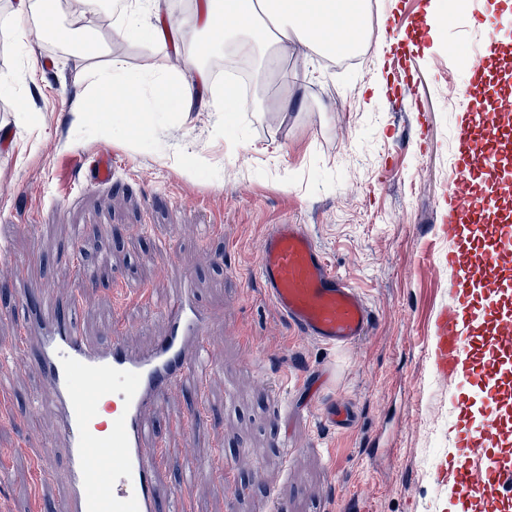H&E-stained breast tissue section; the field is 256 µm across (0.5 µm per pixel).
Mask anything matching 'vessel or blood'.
Listing matches in <instances>:
<instances>
[{"label": "vessel or blood", "mask_w": 512, "mask_h": 512, "mask_svg": "<svg viewBox=\"0 0 512 512\" xmlns=\"http://www.w3.org/2000/svg\"><path fill=\"white\" fill-rule=\"evenodd\" d=\"M507 13L512 0H499L498 15L477 17L483 40L468 65V105L455 128L459 153L442 218L449 301L438 310L427 345L439 379L454 392L475 387L482 403L479 417H458L451 427L436 480L451 497L484 504L487 512L512 502V429L505 425L512 405L502 397L512 383V222L488 221L512 195V63L499 50V18ZM386 24L392 34L405 27L422 34L428 26L418 7L396 9ZM88 172L90 184L110 181L111 152L95 156ZM258 277L289 328L322 345L349 350L373 328L364 296L329 268L307 225L270 227ZM157 311L168 329L141 349L120 336L107 345L85 336L84 308L76 303L62 310L44 294L28 313L34 401L51 410L52 441L66 453L55 512H183L184 489L206 474V462L196 461L180 489L163 491L164 453L149 412L173 386L200 385L214 368L206 331L220 314L201 309L186 287L162 297ZM104 400L113 414L108 433L96 422ZM109 446L119 457H98Z\"/></svg>", "instance_id": "1"}]
</instances>
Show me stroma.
<instances>
[{
  "mask_svg": "<svg viewBox=\"0 0 512 512\" xmlns=\"http://www.w3.org/2000/svg\"><path fill=\"white\" fill-rule=\"evenodd\" d=\"M395 3L371 5L360 66L332 70L302 45L289 49L264 87L279 96L304 85L288 113L204 106L187 119L152 111L147 79L159 68L183 71L186 43L169 39L167 26L184 24L185 13L144 16L124 36L101 37L99 54L86 58L49 54L45 36L18 38L23 0L0 6V73L15 78L0 87V289L9 291L0 340L20 344L18 291L28 288L80 302L86 335L148 346L167 327L148 304L189 275L200 302L224 317L208 331L217 369L199 389L173 387L152 413L167 452L162 484L177 486L196 458L212 462L188 489L186 512H255L260 503L266 512H453L434 493V471L456 410L424 353L448 271L436 260L424 275L415 266L441 247L453 129L466 107L451 93L466 79L456 49H478L481 32L474 20L430 27L409 76L421 109L390 111L397 72L376 42ZM115 56L145 80L126 111L107 114L103 140L82 92ZM105 150L110 183L78 178L69 199L55 193L61 157ZM203 224L212 227L205 238ZM273 224L308 225L336 273L361 289L374 328L358 347L337 351L292 332L266 299L258 259ZM78 226V241L109 257L89 285L72 254ZM33 387L22 363L0 386V471L9 475L0 512H44L63 492L65 451L50 443L51 414L33 410ZM334 400L355 409L346 430L322 419ZM228 472L247 493L225 492Z\"/></svg>",
  "mask_w": 512,
  "mask_h": 512,
  "instance_id": "stroma-1",
  "label": "stroma"
}]
</instances>
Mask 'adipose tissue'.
I'll list each match as a JSON object with an SVG mask.
<instances>
[{"mask_svg": "<svg viewBox=\"0 0 512 512\" xmlns=\"http://www.w3.org/2000/svg\"><path fill=\"white\" fill-rule=\"evenodd\" d=\"M364 8L365 0H206L205 20L188 19L198 37L186 48V72L180 76L162 74L168 89L154 96L152 108L157 112L175 109L190 117L198 102V85L209 81L199 60L203 45H220L241 35L246 46L264 57H286L289 44L295 40L315 51L345 52L352 41L342 32L353 19L363 16ZM237 19L247 21L245 30L234 27Z\"/></svg>", "mask_w": 512, "mask_h": 512, "instance_id": "ef3b65f1", "label": "adipose tissue"}]
</instances>
